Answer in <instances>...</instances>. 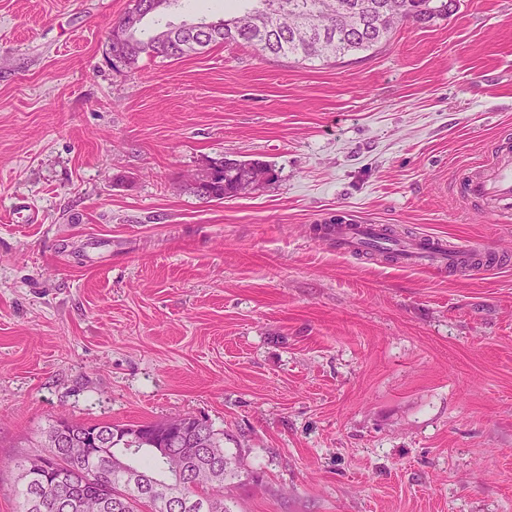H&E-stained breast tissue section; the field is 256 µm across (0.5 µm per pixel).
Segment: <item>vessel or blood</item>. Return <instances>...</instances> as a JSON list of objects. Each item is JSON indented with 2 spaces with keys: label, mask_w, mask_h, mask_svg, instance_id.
Listing matches in <instances>:
<instances>
[{
  "label": "vessel or blood",
  "mask_w": 512,
  "mask_h": 512,
  "mask_svg": "<svg viewBox=\"0 0 512 512\" xmlns=\"http://www.w3.org/2000/svg\"><path fill=\"white\" fill-rule=\"evenodd\" d=\"M469 172L457 184L456 193L465 201L483 205L495 216L512 219V151L500 148L496 159L485 158L469 162ZM378 224H340L333 235L337 252L343 254L365 251L369 242L381 238ZM400 266L425 270L462 268L491 269L501 261L479 247H451L444 240L423 235L402 239L396 250Z\"/></svg>",
  "instance_id": "vessel-or-blood-1"
}]
</instances>
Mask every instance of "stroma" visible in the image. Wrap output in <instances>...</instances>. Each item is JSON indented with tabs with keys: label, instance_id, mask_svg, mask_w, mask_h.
<instances>
[{
	"label": "stroma",
	"instance_id": "1",
	"mask_svg": "<svg viewBox=\"0 0 512 512\" xmlns=\"http://www.w3.org/2000/svg\"><path fill=\"white\" fill-rule=\"evenodd\" d=\"M130 5L0 0V512L50 421L179 414L223 430L231 512H512V223L453 191L512 139V0L333 64L230 43L116 72ZM222 157L277 178L196 197ZM355 221L508 262L404 269L310 231Z\"/></svg>",
	"mask_w": 512,
	"mask_h": 512
}]
</instances>
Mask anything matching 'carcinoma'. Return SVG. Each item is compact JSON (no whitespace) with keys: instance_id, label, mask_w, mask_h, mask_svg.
Masks as SVG:
<instances>
[{"instance_id":"cac0c4a2","label":"carcinoma","mask_w":512,"mask_h":512,"mask_svg":"<svg viewBox=\"0 0 512 512\" xmlns=\"http://www.w3.org/2000/svg\"><path fill=\"white\" fill-rule=\"evenodd\" d=\"M259 6L242 15L210 23V32L195 47L181 48L180 28L167 25L131 42L115 38L108 44L112 69H133L143 56L178 60L200 54L212 44L241 42L260 52L305 62L340 59L370 50L387 40L397 23L431 21L448 14V0H257ZM310 13L305 30L294 19ZM206 182L191 187L194 195L211 201L234 197L244 185L271 182L275 170L259 160L222 158L208 163ZM57 432L76 448L91 452L74 462L58 448L13 460L15 512H168L164 492L180 503L179 512H231L224 499V431L184 416L175 432L161 423L112 424L54 420L43 429ZM193 439L202 454L181 461L180 442ZM104 441L121 462L112 466L93 449ZM156 448H168L160 456Z\"/></svg>"}]
</instances>
